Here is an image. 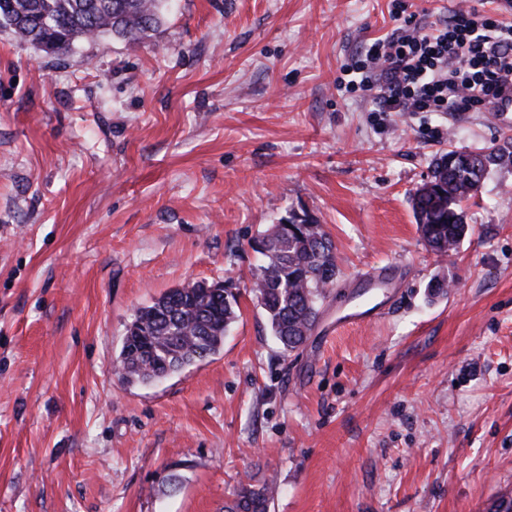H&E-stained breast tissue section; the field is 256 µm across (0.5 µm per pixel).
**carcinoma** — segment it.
Listing matches in <instances>:
<instances>
[{"mask_svg":"<svg viewBox=\"0 0 512 512\" xmlns=\"http://www.w3.org/2000/svg\"><path fill=\"white\" fill-rule=\"evenodd\" d=\"M164 0H0V26L33 45L63 55L82 40L106 35L137 40L159 28ZM512 165V141L482 152L450 150L435 163L430 187L410 199L413 215L432 251L456 250L465 231L461 202L475 195L493 166ZM320 225L296 216L265 235L266 265L252 293L283 351L304 346L319 315V302L340 272L331 250H317ZM238 298L205 281L189 283L140 308L126 330L115 369L124 384H146L179 372L217 352L237 318ZM276 487L240 483L224 512H271Z\"/></svg>","mask_w":512,"mask_h":512,"instance_id":"1","label":"carcinoma"}]
</instances>
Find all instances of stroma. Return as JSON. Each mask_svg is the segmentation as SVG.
Returning a JSON list of instances; mask_svg holds the SVG:
<instances>
[{"instance_id":"stroma-1","label":"stroma","mask_w":512,"mask_h":512,"mask_svg":"<svg viewBox=\"0 0 512 512\" xmlns=\"http://www.w3.org/2000/svg\"><path fill=\"white\" fill-rule=\"evenodd\" d=\"M396 25L391 0H171L149 37L62 56L0 27V512H224L248 477L272 512L512 495V167L464 202L452 254L410 205L441 154L512 127L339 90ZM292 213L340 274L286 353L251 241ZM376 266L392 287L360 293ZM194 281L238 297L221 350L122 384L137 310Z\"/></svg>"}]
</instances>
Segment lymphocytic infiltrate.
I'll return each mask as SVG.
<instances>
[{"mask_svg":"<svg viewBox=\"0 0 512 512\" xmlns=\"http://www.w3.org/2000/svg\"><path fill=\"white\" fill-rule=\"evenodd\" d=\"M343 69L341 87L372 98L378 112H496L512 106V23L469 6L446 21L406 17Z\"/></svg>","mask_w":512,"mask_h":512,"instance_id":"f902f5d3","label":"lymphocytic infiltrate"}]
</instances>
